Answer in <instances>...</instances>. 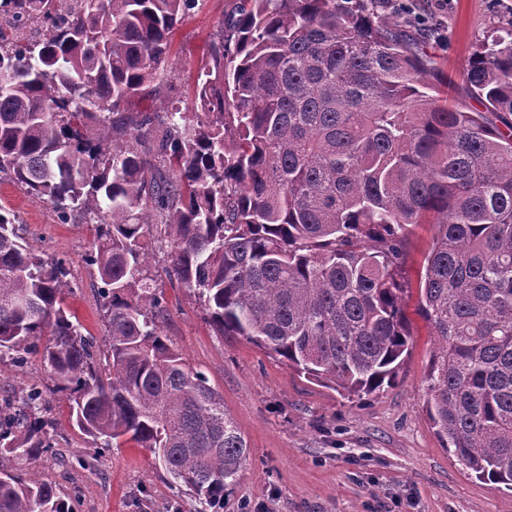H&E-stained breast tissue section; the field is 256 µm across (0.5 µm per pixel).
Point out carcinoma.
Listing matches in <instances>:
<instances>
[{
  "label": "carcinoma",
  "mask_w": 512,
  "mask_h": 512,
  "mask_svg": "<svg viewBox=\"0 0 512 512\" xmlns=\"http://www.w3.org/2000/svg\"><path fill=\"white\" fill-rule=\"evenodd\" d=\"M200 2L0 0V18L36 35L0 38V182L62 224L93 216L85 261L105 324L101 343L82 334L65 267L0 208V364L39 351L52 381L0 396V455H47L48 396L61 394L95 447L149 451L195 512H224L249 447L161 334L146 231L214 335L362 399L395 382L408 350L406 245L431 224L425 413L477 480L512 492V21L463 72L480 112L449 97L425 40L377 0H237L192 105L128 111L161 92L171 35ZM0 512L73 508L55 485L0 468Z\"/></svg>",
  "instance_id": "obj_1"
}]
</instances>
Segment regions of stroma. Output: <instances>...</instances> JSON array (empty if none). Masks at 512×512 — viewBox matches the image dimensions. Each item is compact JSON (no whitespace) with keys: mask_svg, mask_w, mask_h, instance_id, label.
I'll use <instances>...</instances> for the list:
<instances>
[{"mask_svg":"<svg viewBox=\"0 0 512 512\" xmlns=\"http://www.w3.org/2000/svg\"><path fill=\"white\" fill-rule=\"evenodd\" d=\"M234 0H204L173 35L170 78L158 96L137 98L135 112H164L191 104L204 49ZM384 10L422 16L441 25L445 41L427 45L456 81V97L477 107L462 73L479 40L512 19V0H449L438 13L435 0H386ZM0 205L15 211L23 235L45 260L62 262L74 286L65 304L83 333L103 338L96 267L85 254L95 239L92 217L58 223L52 206L16 185L0 183ZM433 227L420 224L410 236L404 277V311L412 336L394 384L358 400L306 380L278 356L241 336L213 335L192 291L163 282L167 313L161 331L224 397L242 431L249 457L224 497V512H512V492L480 482L442 448L425 413L424 375L432 338L418 312L420 280ZM56 422L53 452L19 475L37 471L68 495L73 512H194L189 496L147 450L123 446L104 452L73 427L65 398L52 396Z\"/></svg>","mask_w":512,"mask_h":512,"instance_id":"35a3bbf8","label":"stroma"}]
</instances>
